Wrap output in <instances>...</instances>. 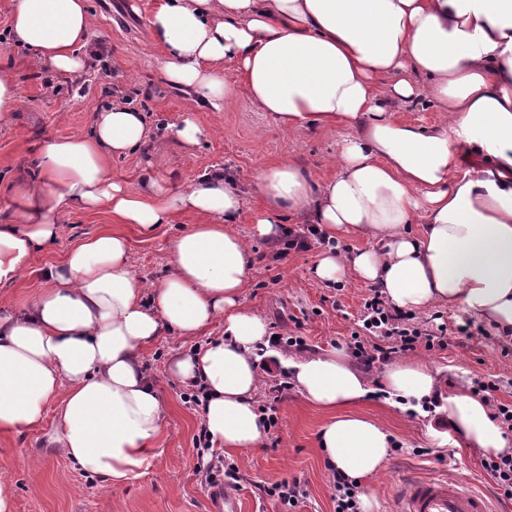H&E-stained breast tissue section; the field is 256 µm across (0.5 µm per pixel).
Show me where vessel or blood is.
<instances>
[{
  "instance_id": "obj_1",
  "label": "vessel or blood",
  "mask_w": 512,
  "mask_h": 512,
  "mask_svg": "<svg viewBox=\"0 0 512 512\" xmlns=\"http://www.w3.org/2000/svg\"><path fill=\"white\" fill-rule=\"evenodd\" d=\"M398 504L399 512H494L492 502L466 484L437 477L403 483Z\"/></svg>"
}]
</instances>
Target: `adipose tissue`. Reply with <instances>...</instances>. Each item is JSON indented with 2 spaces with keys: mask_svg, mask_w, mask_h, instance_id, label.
I'll return each instance as SVG.
<instances>
[{
  "mask_svg": "<svg viewBox=\"0 0 512 512\" xmlns=\"http://www.w3.org/2000/svg\"><path fill=\"white\" fill-rule=\"evenodd\" d=\"M91 26L85 0H13V43L58 73L84 72ZM150 29L162 80L213 111L229 91L220 79L229 60L251 102L285 129L358 128L330 179L291 162L260 171L258 236L278 244L288 213L331 238L360 233L370 247L321 254L318 279L370 282L408 311L459 307L512 335V0H160ZM386 97L432 99L448 120L405 123ZM149 136L144 114L118 104L90 133L44 141L35 178L19 188L23 227L0 229L7 287L57 239L62 213L103 208L145 234L202 218L173 239L171 272L152 285L135 276L126 238L102 231L51 266L28 302L0 297V430L24 432L55 407L59 454L114 486L150 466L164 429L157 383L140 362L157 337H191L223 318V335L172 356L167 372L205 387L212 446L233 454L266 434L254 397L267 326L240 303L252 257L229 228L241 194L220 170L178 192L161 176L128 192L110 161ZM286 365L304 398L331 414L319 435L328 464L361 486L384 469L393 441L355 405L376 388L403 401L439 394L435 372L416 360L386 366L374 382L337 349ZM445 412L482 454H512V437L468 389L449 393Z\"/></svg>",
  "mask_w": 512,
  "mask_h": 512,
  "instance_id": "obj_1",
  "label": "adipose tissue"
}]
</instances>
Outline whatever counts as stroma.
<instances>
[{
  "label": "stroma",
  "mask_w": 512,
  "mask_h": 512,
  "mask_svg": "<svg viewBox=\"0 0 512 512\" xmlns=\"http://www.w3.org/2000/svg\"><path fill=\"white\" fill-rule=\"evenodd\" d=\"M100 0H87L94 18L91 37L103 41L108 54L91 61L87 74L65 77L39 64L33 54L6 39L9 0H0V63L11 65L20 88L21 102L12 123L0 129V226L17 227L21 221L15 197L22 183L34 175L33 153L49 138L86 134L95 112L118 98L144 112L154 131H164L193 116L212 129L200 146L186 149L174 141L164 147L147 144L110 163L112 177L129 190H138L150 175H162L173 189L183 188L216 169L232 175L242 191V205L233 226L250 249L253 265L241 294L243 307L261 315L270 335L296 334L305 338L309 353L344 348L361 317L370 294L368 283L350 279L326 283L313 270L322 245L293 251L274 260V249L258 237L252 222L264 205L255 188L261 167L291 161L316 178L337 172L347 128L327 126L291 132L269 113L258 111L239 85L234 62L221 73L231 92L222 111H212L194 91L160 81L162 57L152 41L150 14L158 0H113L111 14L99 8ZM163 224L145 235L131 224L114 225L106 210L71 211L60 217L61 233L51 244L34 252L26 269L11 286L0 289L16 305L47 285L45 273L80 240L116 227L130 243L131 264L145 283L160 280L169 269L170 248L181 225ZM183 339L161 336L143 348L141 361L157 384L164 406L165 427L156 442V456L149 469L122 485L111 487L82 473L53 448L50 439L59 427L55 409H48L41 425L23 433L0 432V476L7 479L14 512H208L212 492L202 473L203 458L194 447L201 426L198 407L184 402L189 384L169 378L166 362ZM416 359L438 374L444 390L452 391L482 377L496 387L497 398L512 402V339L490 333L465 340L449 335L445 350H418ZM260 393L275 399L277 424L260 448L232 455L240 482L239 512H335L334 491L318 433L328 414L310 404L297 386H289L283 399L276 388L283 365L271 361ZM358 413L378 420L391 434L398 452L370 482L377 512H397V491L407 480L440 476L466 483L495 495L491 478L480 466L481 454L457 434L431 436L436 414L409 415L384 397L370 396L356 407ZM37 468H30V460ZM299 478L308 497L288 507L265 496L264 486Z\"/></svg>",
  "instance_id": "1"
}]
</instances>
